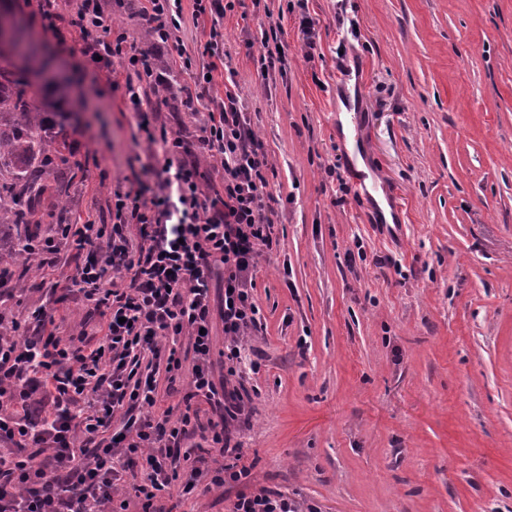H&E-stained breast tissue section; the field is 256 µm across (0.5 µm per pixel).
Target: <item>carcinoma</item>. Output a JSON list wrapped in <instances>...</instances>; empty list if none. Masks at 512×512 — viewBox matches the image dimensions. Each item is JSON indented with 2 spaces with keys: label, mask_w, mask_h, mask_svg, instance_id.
<instances>
[{
  "label": "carcinoma",
  "mask_w": 512,
  "mask_h": 512,
  "mask_svg": "<svg viewBox=\"0 0 512 512\" xmlns=\"http://www.w3.org/2000/svg\"><path fill=\"white\" fill-rule=\"evenodd\" d=\"M14 49L39 70L51 60L46 48L27 28L19 30ZM169 112L189 109L187 92L169 93L159 100ZM58 115L48 89H35L13 66H0V224L23 225L18 241L40 237L46 206H55L71 176L65 160L47 149L45 126Z\"/></svg>",
  "instance_id": "1"
}]
</instances>
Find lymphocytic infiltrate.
<instances>
[{
	"mask_svg": "<svg viewBox=\"0 0 512 512\" xmlns=\"http://www.w3.org/2000/svg\"><path fill=\"white\" fill-rule=\"evenodd\" d=\"M241 0H192L193 15L210 20L206 54L224 58L226 13ZM141 14L154 42L191 68L188 98L202 101L211 68L194 69L180 36L183 0H143ZM68 27L101 66L120 63L124 98L137 117L140 139L154 160L148 189L112 195V225H59L28 246V258L47 264L61 245L89 257L72 285L103 319L97 346H77L54 329L44 308L31 313L33 334L0 335V512H113L118 498L135 497L152 512L158 492L207 493L238 481V457L228 427L241 420L249 393L231 384L248 363L244 342L261 326L254 272L273 248L275 197L264 143L240 95L225 85L196 140L170 134L144 104L145 87H163L148 54L126 45L102 0H80ZM219 159L224 197L210 198L197 180L196 153ZM224 293L213 298V276ZM224 324L228 377L215 383L211 371L213 317ZM195 364L182 371V350ZM168 383L184 379L178 410L151 414L160 398L158 373ZM209 406L212 417L200 416ZM204 433L208 455L192 456L186 440ZM139 466L142 478L126 483ZM230 512H300L282 492L239 493Z\"/></svg>",
	"mask_w": 512,
	"mask_h": 512,
	"instance_id": "lymphocytic-infiltrate-1",
	"label": "lymphocytic infiltrate"
}]
</instances>
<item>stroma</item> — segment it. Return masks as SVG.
Returning a JSON list of instances; mask_svg holds the SVG:
<instances>
[{"mask_svg":"<svg viewBox=\"0 0 512 512\" xmlns=\"http://www.w3.org/2000/svg\"><path fill=\"white\" fill-rule=\"evenodd\" d=\"M67 81L65 123L46 137L67 160L73 223L110 224L112 193L150 181L134 114L84 43L45 33L15 0ZM224 17L226 69L263 139L279 195L270 261L256 272L262 328L247 345L261 368L244 385L238 434L248 477L199 496L159 492L163 512H228L258 488L302 512H512V0H261ZM282 19L288 64L262 82L250 40ZM316 37L306 47L302 17ZM169 80L178 58L143 38L145 22L113 15ZM352 98L349 131L337 100ZM357 141L376 204L347 165ZM335 176H328L327 168ZM348 192L337 196L339 185ZM16 226H0V332L46 307L61 335L102 337L101 317L68 287L80 257L25 267Z\"/></svg>","mask_w":512,"mask_h":512,"instance_id":"1","label":"stroma"}]
</instances>
